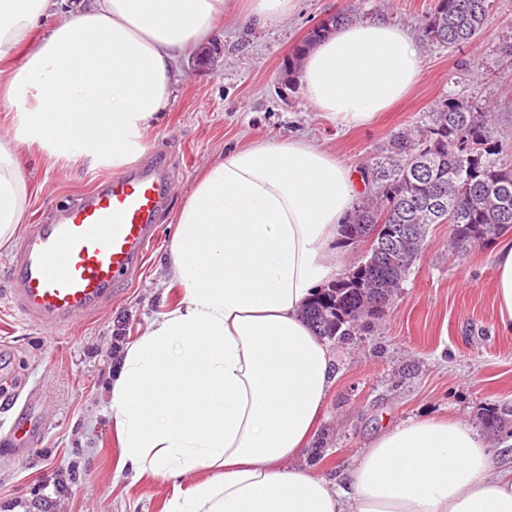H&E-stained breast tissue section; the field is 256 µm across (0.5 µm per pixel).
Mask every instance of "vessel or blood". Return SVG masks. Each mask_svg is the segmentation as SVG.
I'll use <instances>...</instances> for the list:
<instances>
[{"label": "vessel or blood", "mask_w": 512, "mask_h": 512, "mask_svg": "<svg viewBox=\"0 0 512 512\" xmlns=\"http://www.w3.org/2000/svg\"><path fill=\"white\" fill-rule=\"evenodd\" d=\"M166 183V167L148 161L106 177L45 223L28 225L8 260L12 307L56 332L103 311L144 256ZM46 435L40 399L27 393L6 451L25 459Z\"/></svg>", "instance_id": "vessel-or-blood-1"}]
</instances>
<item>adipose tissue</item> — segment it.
Here are the masks:
<instances>
[{
    "label": "adipose tissue",
    "mask_w": 512,
    "mask_h": 512,
    "mask_svg": "<svg viewBox=\"0 0 512 512\" xmlns=\"http://www.w3.org/2000/svg\"><path fill=\"white\" fill-rule=\"evenodd\" d=\"M297 0H0V241L22 224L18 149L122 169L173 95V68L224 17L261 26ZM420 75L407 27H339L304 58L314 111L366 124ZM359 188L315 143L280 139L210 161L181 206L168 254L181 303L124 352L108 394L116 473L208 479L167 512H512V469L480 432L424 418L381 431L342 476L302 462L333 383V356L303 309L344 264L341 226ZM498 323L512 331V241L495 255Z\"/></svg>",
    "instance_id": "ef3b65f1"
}]
</instances>
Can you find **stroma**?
<instances>
[{
  "mask_svg": "<svg viewBox=\"0 0 512 512\" xmlns=\"http://www.w3.org/2000/svg\"><path fill=\"white\" fill-rule=\"evenodd\" d=\"M436 0H297L291 17L261 28L233 16L179 60L174 94L147 130L145 159L166 155L173 170L167 206L140 267L91 320L60 333L11 309L0 245V379L38 386L47 436L29 457H0V512H165L179 487L169 478L115 477L120 448L105 395L122 352L172 309L182 291L165 279L174 219L202 168L219 152L252 141L302 137L363 168L402 128L442 100L494 104L496 139L512 160V64L498 46L512 41V0H492L482 37L460 48L422 47V73L406 99L368 125L339 128L312 112L289 83L292 47L324 17L343 11L383 18L421 38ZM30 185L25 221L39 223L111 175L108 167L61 165L20 147ZM447 225H432L398 294L368 330L330 340L335 379L315 442L313 472L336 478L383 427L425 417L455 418L485 435L499 466L512 467V334L497 325L495 243L449 247Z\"/></svg>",
  "mask_w": 512,
  "mask_h": 512,
  "instance_id": "35a3bbf8",
  "label": "stroma"
}]
</instances>
